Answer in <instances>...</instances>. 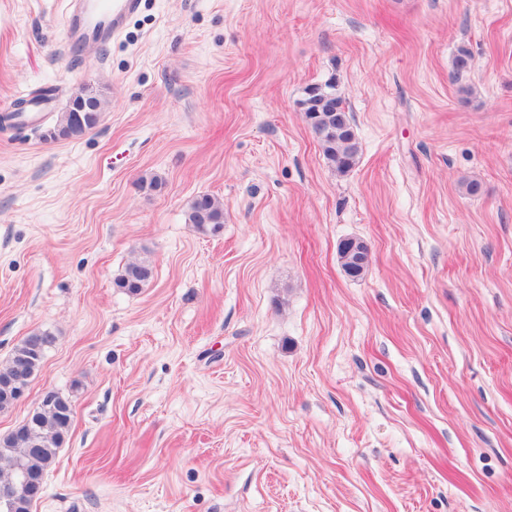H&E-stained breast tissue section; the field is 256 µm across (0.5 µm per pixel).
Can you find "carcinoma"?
<instances>
[{
  "mask_svg": "<svg viewBox=\"0 0 512 512\" xmlns=\"http://www.w3.org/2000/svg\"><path fill=\"white\" fill-rule=\"evenodd\" d=\"M324 89L315 86L309 90L307 118L320 130L318 138L323 156L328 163L340 172H346L357 162L360 145L356 136L353 119L340 97H334V107L325 110L319 105V96ZM88 90L79 88L71 97L74 103L86 101ZM91 111L85 113L89 129L98 125L104 100L99 96L91 98ZM187 223L203 234H214L224 224V204L216 196L201 194L189 203L186 213ZM345 271L357 277L368 265V256L357 251L339 250ZM153 270L145 261L128 264L116 279V286L129 293L139 292L152 278ZM51 343L47 332H34L21 340L13 349L7 364L0 368V378L12 374L15 359H25L29 376H34L40 368L45 350ZM71 405L68 396L57 392L55 402L39 407L26 418L19 430L10 436L0 438V484L15 481L26 473L41 481L55 461L58 449L69 433L72 420L61 417L58 407Z\"/></svg>",
  "mask_w": 512,
  "mask_h": 512,
  "instance_id": "1",
  "label": "carcinoma"
}]
</instances>
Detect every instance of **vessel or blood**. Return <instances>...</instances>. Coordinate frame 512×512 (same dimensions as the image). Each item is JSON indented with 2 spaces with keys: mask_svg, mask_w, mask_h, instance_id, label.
Returning a JSON list of instances; mask_svg holds the SVG:
<instances>
[{
  "mask_svg": "<svg viewBox=\"0 0 512 512\" xmlns=\"http://www.w3.org/2000/svg\"><path fill=\"white\" fill-rule=\"evenodd\" d=\"M138 5L139 0H73L66 19L69 46L111 42Z\"/></svg>",
  "mask_w": 512,
  "mask_h": 512,
  "instance_id": "vessel-or-blood-1",
  "label": "vessel or blood"
}]
</instances>
